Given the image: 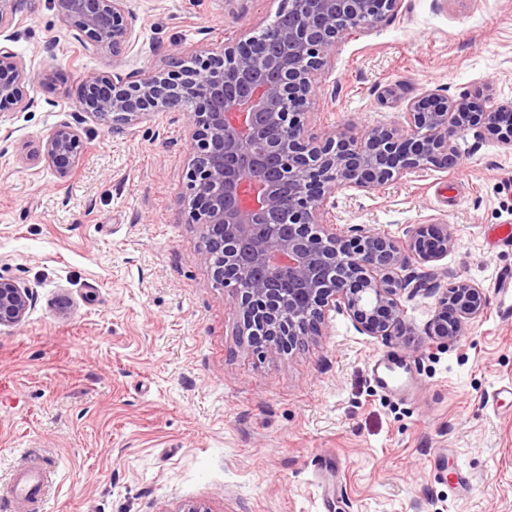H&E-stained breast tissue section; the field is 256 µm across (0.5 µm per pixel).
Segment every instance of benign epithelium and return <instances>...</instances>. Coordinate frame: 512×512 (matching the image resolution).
Wrapping results in <instances>:
<instances>
[{
  "label": "benign epithelium",
  "mask_w": 512,
  "mask_h": 512,
  "mask_svg": "<svg viewBox=\"0 0 512 512\" xmlns=\"http://www.w3.org/2000/svg\"><path fill=\"white\" fill-rule=\"evenodd\" d=\"M67 33L118 57L132 41L130 0H54ZM22 0H0V112L23 110L21 86L47 83L11 48ZM399 0H282L277 19L251 36L188 58L174 56L147 75L90 73L79 111L117 130L153 112H183L193 129L187 171L188 223L199 227L201 259L231 290L242 333L266 355L288 352L320 332L324 311L346 315L364 334L403 336L401 296L432 280L438 311L428 335H465L486 299L467 280L443 285L433 273L403 276L409 258L435 262L453 245L446 224H422L404 245L385 233L323 225L341 186L373 189L410 172L458 161L455 137L475 130L512 148V109L486 110L479 97L410 102L394 127L320 138L304 123L315 75L351 31H371ZM85 143L69 124L47 145L60 179L78 167ZM33 293L0 278V327L21 324Z\"/></svg>",
  "instance_id": "1"
}]
</instances>
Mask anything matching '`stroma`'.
<instances>
[{
  "mask_svg": "<svg viewBox=\"0 0 512 512\" xmlns=\"http://www.w3.org/2000/svg\"><path fill=\"white\" fill-rule=\"evenodd\" d=\"M131 6L136 40L118 58L67 37L53 0H27L16 26L27 68L64 78L25 86L32 107L0 115V275L34 291L24 322L0 328V485L29 448L54 466L47 512H512V246L496 243L512 226V149L467 131L455 166L342 186L326 205L337 230L400 242L447 225L454 245L433 269L487 298L465 336H427L437 297L422 291L401 300L407 335L377 339L329 310L318 335L260 354L188 221L186 115L114 130L77 96L88 73L237 41L279 0ZM316 83L306 120L320 136L395 126L428 94L511 107L512 0H401ZM65 123L86 152L63 181L46 147ZM379 357L407 363L403 388L377 384ZM458 468L474 493L452 489Z\"/></svg>",
  "mask_w": 512,
  "mask_h": 512,
  "instance_id": "35a3bbf8",
  "label": "stroma"
}]
</instances>
